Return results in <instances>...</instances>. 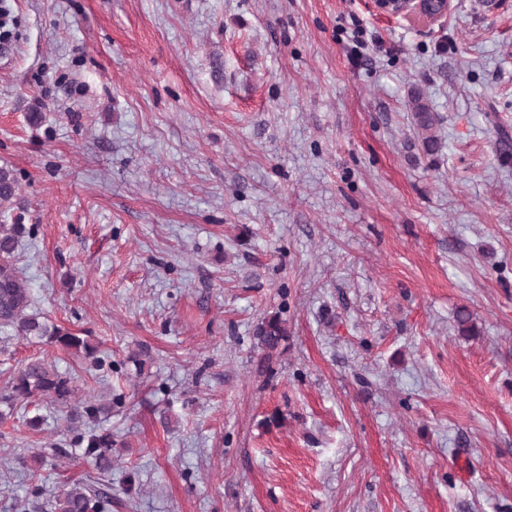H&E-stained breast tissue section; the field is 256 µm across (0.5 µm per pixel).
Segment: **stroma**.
Returning a JSON list of instances; mask_svg holds the SVG:
<instances>
[{
    "label": "stroma",
    "instance_id": "obj_1",
    "mask_svg": "<svg viewBox=\"0 0 512 512\" xmlns=\"http://www.w3.org/2000/svg\"><path fill=\"white\" fill-rule=\"evenodd\" d=\"M0 4L17 266L109 361L0 328V394L45 354L77 399L125 397L105 474L56 406L0 419V512L76 481L111 512H512V0L429 27L369 0ZM410 102L413 110V126L417 134L416 141L423 153L432 154L438 145L437 136L433 131L438 123L437 114L433 112L419 91L411 92ZM285 321L281 319L278 313L265 316L261 319L255 329V339L258 341V347L262 351L270 353L276 350L282 341L288 337V332L285 328Z\"/></svg>",
    "mask_w": 512,
    "mask_h": 512
}]
</instances>
